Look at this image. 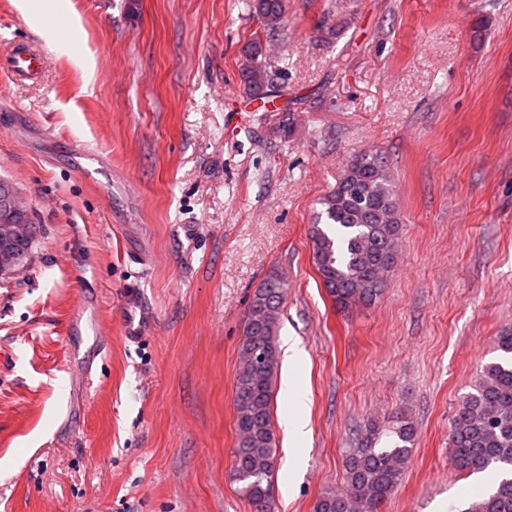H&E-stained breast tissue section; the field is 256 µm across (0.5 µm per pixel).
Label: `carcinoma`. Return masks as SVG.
<instances>
[{
	"mask_svg": "<svg viewBox=\"0 0 512 512\" xmlns=\"http://www.w3.org/2000/svg\"><path fill=\"white\" fill-rule=\"evenodd\" d=\"M267 31L282 27L286 0H248ZM241 77L246 90L276 91L278 69L263 60L259 40L248 45ZM309 231L312 259L322 285L340 308L369 305L385 287L388 252L398 248L401 218L392 175L382 157L352 158L320 201ZM288 280L273 272L252 296L240 343L243 364L234 393L237 443L233 471L254 512H270L276 439L271 423L278 367V330ZM498 361L488 364L474 391L464 396L448 432L451 463L472 473L489 468L501 479L462 512H512V331L497 337ZM417 437L402 412L391 425L369 424L345 459L346 486L318 500L314 512H378L397 489Z\"/></svg>",
	"mask_w": 512,
	"mask_h": 512,
	"instance_id": "carcinoma-1",
	"label": "carcinoma"
}]
</instances>
